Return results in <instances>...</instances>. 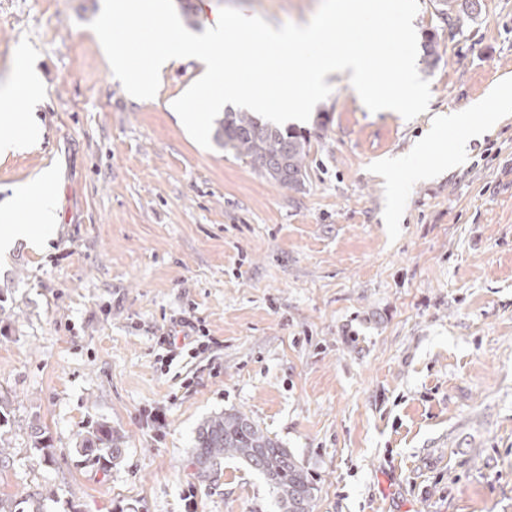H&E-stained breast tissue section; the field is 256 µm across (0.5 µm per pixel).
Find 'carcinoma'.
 Wrapping results in <instances>:
<instances>
[{"label":"carcinoma","mask_w":512,"mask_h":512,"mask_svg":"<svg viewBox=\"0 0 512 512\" xmlns=\"http://www.w3.org/2000/svg\"><path fill=\"white\" fill-rule=\"evenodd\" d=\"M477 0H439L440 14L463 28L474 21ZM216 144L249 162L265 178L299 192L305 187L309 136L281 129L254 112H224L214 133ZM76 451L85 464L109 471L121 464L125 440L103 422L87 431ZM237 460L257 472L272 489L280 512H314L319 486L304 460L246 413L228 409L206 418L196 429L191 464L201 481L222 473L224 461ZM28 462L33 468L50 462L48 446L34 441ZM0 512H44L38 498H0Z\"/></svg>","instance_id":"cac0c4a2"}]
</instances>
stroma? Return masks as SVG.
Segmentation results:
<instances>
[{
	"mask_svg": "<svg viewBox=\"0 0 512 512\" xmlns=\"http://www.w3.org/2000/svg\"><path fill=\"white\" fill-rule=\"evenodd\" d=\"M192 3L200 34L225 6L278 27L320 0ZM102 4L0 0V88L23 51L47 84L38 141L0 156V207L58 173L53 234L0 252V497L276 512L240 462L195 475L197 426L234 408L309 465L315 512H512V112L476 139L448 121L479 123L473 104L512 87V0H482L461 29L419 0L416 33L440 54L416 62L427 111L370 112L334 77L300 125L299 192L189 136L172 104L202 61H171L152 99L128 95L90 27ZM425 164L437 174L416 179ZM185 312L216 344L161 373L155 334ZM103 421L126 442L107 472L75 452ZM38 434L43 469L27 461Z\"/></svg>",
	"mask_w": 512,
	"mask_h": 512,
	"instance_id": "1",
	"label": "stroma"
}]
</instances>
